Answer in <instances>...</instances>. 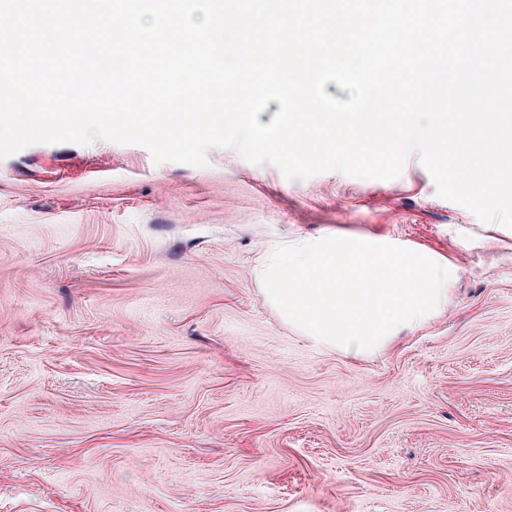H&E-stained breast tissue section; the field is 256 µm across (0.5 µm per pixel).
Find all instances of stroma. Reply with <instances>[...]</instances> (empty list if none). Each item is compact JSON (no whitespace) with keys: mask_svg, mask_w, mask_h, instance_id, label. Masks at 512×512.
I'll use <instances>...</instances> for the list:
<instances>
[{"mask_svg":"<svg viewBox=\"0 0 512 512\" xmlns=\"http://www.w3.org/2000/svg\"><path fill=\"white\" fill-rule=\"evenodd\" d=\"M0 160V512H512V229L390 180H290L236 150ZM389 239L456 271L384 347L323 348L267 246Z\"/></svg>","mask_w":512,"mask_h":512,"instance_id":"35a3bbf8","label":"stroma"}]
</instances>
